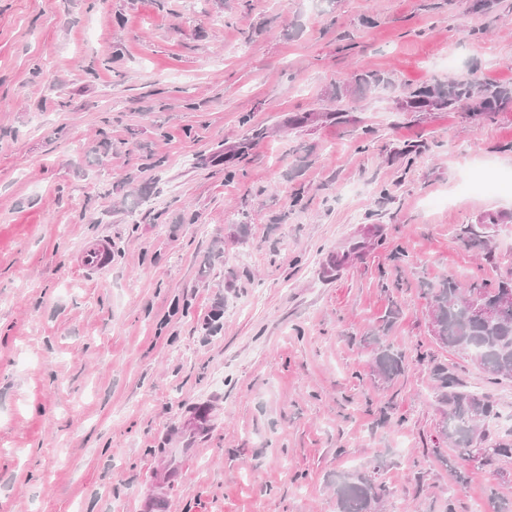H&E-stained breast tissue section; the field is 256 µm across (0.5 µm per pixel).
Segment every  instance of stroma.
<instances>
[{
    "mask_svg": "<svg viewBox=\"0 0 512 512\" xmlns=\"http://www.w3.org/2000/svg\"><path fill=\"white\" fill-rule=\"evenodd\" d=\"M471 5L0 0V512H140L159 469L168 512H337L342 472L386 486L380 512L512 500L511 459L440 436L431 364L496 401L494 435L512 380L441 348L426 296L512 273V106L396 108L512 82V0ZM369 69L392 87L328 120L336 75ZM100 237L112 263L85 275ZM379 330L406 354L389 382ZM199 402L212 428L185 461ZM396 105L405 112H450L463 105L474 116H491L512 105V85L492 83L475 75L469 81L420 86ZM375 234V229L372 225L361 229L359 236L347 241L342 247L336 250V258L332 264L327 268V273L331 275L336 272V276L345 268L357 262L364 249L365 240ZM110 253L109 240L99 238L76 255L75 266L86 273H96L109 265ZM383 336L374 334L369 336V344L373 345V367L374 372L382 379L390 381L401 374L404 369V356L402 353L392 350L390 346L385 345Z\"/></svg>",
    "mask_w": 512,
    "mask_h": 512,
    "instance_id": "1",
    "label": "stroma"
}]
</instances>
